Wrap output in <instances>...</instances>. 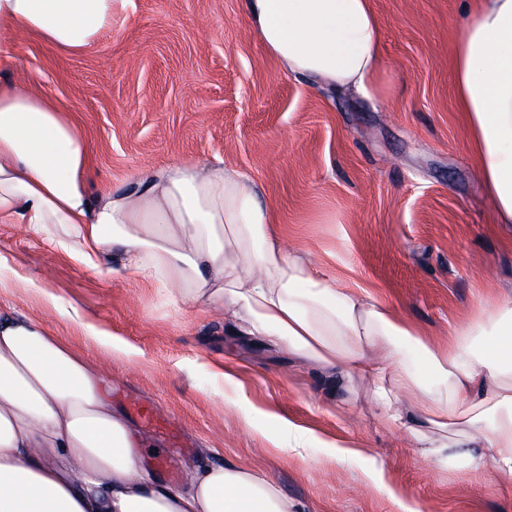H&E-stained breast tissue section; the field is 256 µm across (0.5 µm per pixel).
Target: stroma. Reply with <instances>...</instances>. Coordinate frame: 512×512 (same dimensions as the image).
<instances>
[{
    "label": "stroma",
    "instance_id": "obj_1",
    "mask_svg": "<svg viewBox=\"0 0 512 512\" xmlns=\"http://www.w3.org/2000/svg\"><path fill=\"white\" fill-rule=\"evenodd\" d=\"M383 30L387 103L286 74L251 26L246 0H132L86 51L21 36L0 81L33 84L67 107L89 145L91 189L181 161L246 172L290 251L386 297L433 342L512 289V224L495 221L466 150L452 42L464 0H371ZM0 310L45 323L103 361L113 410L140 429L145 469L164 482L235 463L301 512H512V475L486 463L422 458L359 380L281 345L238 335L108 261L90 270L51 237L0 224ZM134 349L106 360L86 326ZM232 371L237 386L224 383ZM170 417L185 442L144 427L135 403ZM313 430L304 456L273 448L275 417ZM362 448L332 460L322 439ZM384 467L390 492L365 473Z\"/></svg>",
    "mask_w": 512,
    "mask_h": 512
}]
</instances>
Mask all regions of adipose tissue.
<instances>
[{
    "label": "adipose tissue",
    "instance_id": "1",
    "mask_svg": "<svg viewBox=\"0 0 512 512\" xmlns=\"http://www.w3.org/2000/svg\"><path fill=\"white\" fill-rule=\"evenodd\" d=\"M130 2L0 0V51L26 33L83 51ZM247 12L288 74L381 96L386 60L370 0H247ZM453 55L468 149L496 223L512 224V0H466ZM272 222L249 176L220 159L148 170L93 194L88 143L67 108L39 87L0 82L1 224L57 237L88 268L116 256L146 279L178 284L182 301L243 335L361 379L420 456L490 461L511 475L512 299L456 326L443 350L384 298L284 251ZM487 331L492 342L478 343ZM141 446L104 393L101 363L0 311V512L296 510L231 463L166 484L143 469Z\"/></svg>",
    "mask_w": 512,
    "mask_h": 512
}]
</instances>
